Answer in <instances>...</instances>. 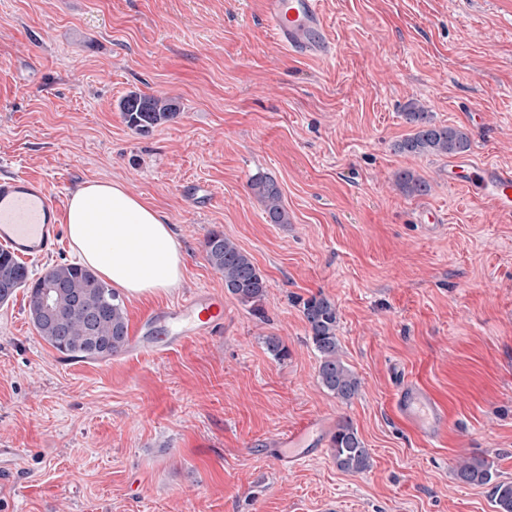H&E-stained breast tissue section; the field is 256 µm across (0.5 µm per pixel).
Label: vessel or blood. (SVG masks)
I'll return each mask as SVG.
<instances>
[{"mask_svg":"<svg viewBox=\"0 0 512 512\" xmlns=\"http://www.w3.org/2000/svg\"><path fill=\"white\" fill-rule=\"evenodd\" d=\"M265 15L275 39L296 54L327 58L333 46L325 31L320 0H265ZM448 183L480 194L501 213L512 212V169L478 164L467 158L448 162ZM61 209L46 185L21 175L0 179V248L20 260L39 259L60 246ZM224 321V298L216 293L189 296L182 303L149 315L131 341L133 354L154 355L160 346L172 347L210 332ZM164 324L168 334L156 342L152 329ZM399 414L427 438L441 436L447 428L441 406L421 385L404 383L397 398ZM325 422L313 418L279 435L273 442L274 461L283 468L301 464Z\"/></svg>","mask_w":512,"mask_h":512,"instance_id":"b4317fda","label":"vessel or blood"}]
</instances>
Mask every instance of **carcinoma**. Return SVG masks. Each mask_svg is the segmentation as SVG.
<instances>
[{
	"instance_id": "1",
	"label": "carcinoma",
	"mask_w": 512,
	"mask_h": 512,
	"mask_svg": "<svg viewBox=\"0 0 512 512\" xmlns=\"http://www.w3.org/2000/svg\"><path fill=\"white\" fill-rule=\"evenodd\" d=\"M128 127L146 133L174 119L178 107L163 95L132 93L120 103ZM404 118L413 132L394 145L399 153L414 156H457L469 151L471 140L462 127L440 126L430 112L415 102L408 105ZM398 188L408 195H425L430 185L411 171L396 178ZM250 188L264 206L271 224L288 223L277 183L265 176L252 179ZM207 262L224 277V288L242 304L253 307L263 300L266 280L249 254L220 231L210 232L204 241ZM10 287V295L24 288L29 293V316L39 336L59 353L71 359L112 356L128 343L125 307L119 294L92 269L77 263L56 264L34 279L25 263L0 249V286ZM51 289L53 311L39 314L45 289ZM39 317H34V314ZM308 336L320 355L318 379L324 389L343 402L354 398L360 380L339 355L336 336V305L318 295L303 303ZM330 453L337 469L360 473L370 465V452L357 430L348 422L337 425L330 439ZM455 477L468 485L491 486L496 512H512V482H498L492 464L470 458L457 464Z\"/></svg>"
}]
</instances>
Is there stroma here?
Segmentation results:
<instances>
[{
    "label": "stroma",
    "instance_id": "1",
    "mask_svg": "<svg viewBox=\"0 0 512 512\" xmlns=\"http://www.w3.org/2000/svg\"><path fill=\"white\" fill-rule=\"evenodd\" d=\"M333 56L279 44L264 0H0V175L44 181L59 204L116 181L164 213L184 274L125 298L129 330L189 295L223 293L214 230L248 252L259 307L224 299V331L159 356L68 360L37 333L26 290L0 304V512H494L458 460L512 481V213L449 186L444 156L396 152L423 104L461 126L469 158L512 167V0H321ZM178 116L130 129L129 93ZM431 186L407 196L396 175ZM272 178L289 223L249 183ZM337 308L339 353L361 387L320 385L303 303ZM278 337L286 358L267 349ZM424 386L446 410L430 440L398 413ZM319 416L371 453L336 468L329 443L299 468L273 439Z\"/></svg>",
    "mask_w": 512,
    "mask_h": 512
}]
</instances>
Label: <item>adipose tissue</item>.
Wrapping results in <instances>:
<instances>
[{
	"instance_id": "ef3b65f1",
	"label": "adipose tissue",
	"mask_w": 512,
	"mask_h": 512,
	"mask_svg": "<svg viewBox=\"0 0 512 512\" xmlns=\"http://www.w3.org/2000/svg\"><path fill=\"white\" fill-rule=\"evenodd\" d=\"M65 231L80 261L130 297L167 292L183 279V258L164 215L117 182L71 195Z\"/></svg>"
}]
</instances>
